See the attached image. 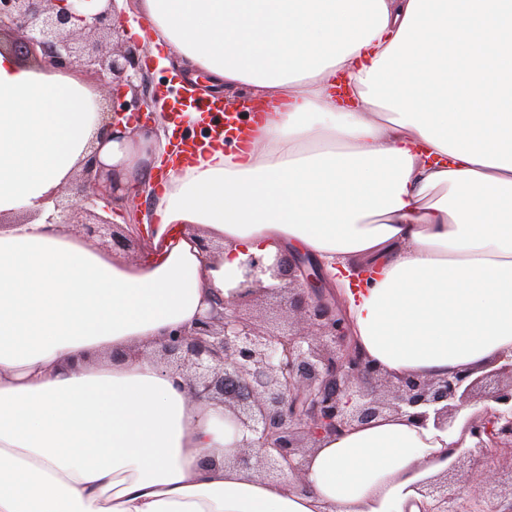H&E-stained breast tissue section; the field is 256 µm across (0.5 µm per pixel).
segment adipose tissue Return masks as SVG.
<instances>
[{
    "label": "adipose tissue",
    "mask_w": 512,
    "mask_h": 512,
    "mask_svg": "<svg viewBox=\"0 0 512 512\" xmlns=\"http://www.w3.org/2000/svg\"><path fill=\"white\" fill-rule=\"evenodd\" d=\"M138 7L203 96L257 108L184 161L174 128L203 113L104 143L94 87L0 54V512H429L421 484L475 445L466 417L325 439L300 492L234 465L252 432L146 352L287 251L338 286L389 377L512 352V0ZM93 141L154 199L139 259L50 220Z\"/></svg>",
    "instance_id": "1"
}]
</instances>
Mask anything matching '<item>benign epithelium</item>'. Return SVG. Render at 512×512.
Here are the masks:
<instances>
[{"mask_svg":"<svg viewBox=\"0 0 512 512\" xmlns=\"http://www.w3.org/2000/svg\"><path fill=\"white\" fill-rule=\"evenodd\" d=\"M59 0H0V54L61 72L78 67L107 88L110 111L103 131L115 136L122 119L140 120L151 101L138 97L135 81L144 73L139 43L124 38L112 23L117 0L90 17ZM74 185L76 204L54 199L62 224H74L88 240L125 250L129 240L115 217L119 183L115 168L91 155ZM279 281L263 285L260 276ZM279 298L280 311L296 322L274 327L243 312L261 296ZM159 370L188 382L192 397L219 402L255 439L233 463L266 480L303 475L308 449L325 437L387 414L407 415L420 424L433 407L438 427L453 426L459 412L490 400L505 410L476 416L467 428L478 439L443 473L421 484L435 500V512H512V456L495 465L489 447L512 450V356L501 355L481 370L460 368L446 376L406 373L396 380L357 348L335 285L311 257L287 253L266 265L248 261L244 281L231 299L218 301L189 330L176 328L161 342ZM263 453L255 457L251 449Z\"/></svg>","mask_w":512,"mask_h":512,"instance_id":"7a95c632","label":"benign epithelium"}]
</instances>
